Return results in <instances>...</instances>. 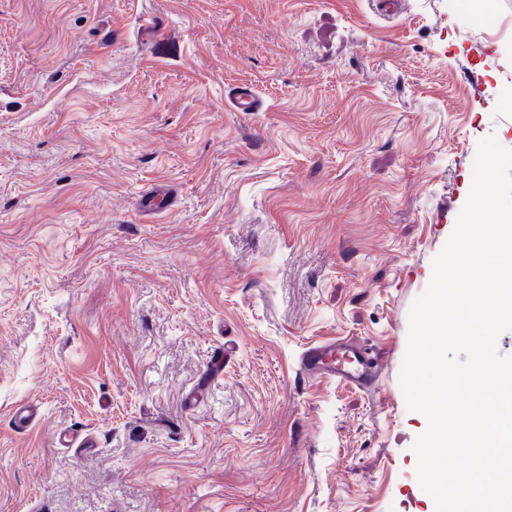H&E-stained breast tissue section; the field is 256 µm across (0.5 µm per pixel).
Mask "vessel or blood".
Wrapping results in <instances>:
<instances>
[{
  "instance_id": "1",
  "label": "vessel or blood",
  "mask_w": 512,
  "mask_h": 512,
  "mask_svg": "<svg viewBox=\"0 0 512 512\" xmlns=\"http://www.w3.org/2000/svg\"><path fill=\"white\" fill-rule=\"evenodd\" d=\"M301 368L315 378H333L358 386L368 385V363L363 355L333 342L308 347L301 356Z\"/></svg>"
}]
</instances>
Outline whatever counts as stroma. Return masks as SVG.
I'll list each match as a JSON object with an SVG mask.
<instances>
[{"label":"stroma","instance_id":"stroma-1","mask_svg":"<svg viewBox=\"0 0 512 512\" xmlns=\"http://www.w3.org/2000/svg\"><path fill=\"white\" fill-rule=\"evenodd\" d=\"M403 2L0 0V512H429L409 313L512 150V0ZM300 364L303 371L315 378H333L357 386H367L371 381L363 355L336 342L308 347L301 356Z\"/></svg>","mask_w":512,"mask_h":512}]
</instances>
